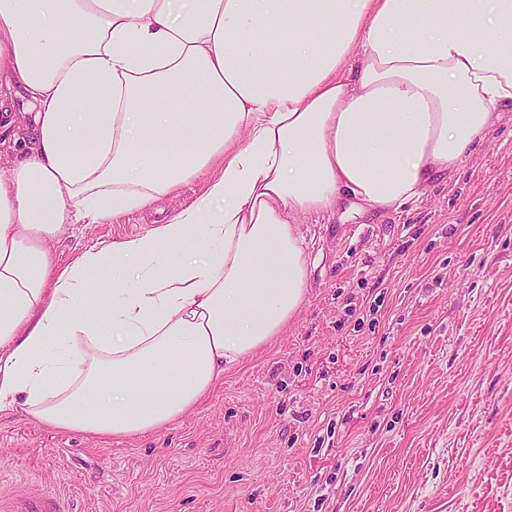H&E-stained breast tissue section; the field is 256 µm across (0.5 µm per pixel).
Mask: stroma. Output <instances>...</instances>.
Segmentation results:
<instances>
[{"instance_id": "stroma-1", "label": "stroma", "mask_w": 512, "mask_h": 512, "mask_svg": "<svg viewBox=\"0 0 512 512\" xmlns=\"http://www.w3.org/2000/svg\"><path fill=\"white\" fill-rule=\"evenodd\" d=\"M206 185L49 246L69 264ZM300 224L319 264L282 336L156 434L0 412V494L71 512H512V108L416 204Z\"/></svg>"}]
</instances>
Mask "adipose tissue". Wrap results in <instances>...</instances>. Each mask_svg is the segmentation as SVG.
<instances>
[{
  "instance_id": "obj_1",
  "label": "adipose tissue",
  "mask_w": 512,
  "mask_h": 512,
  "mask_svg": "<svg viewBox=\"0 0 512 512\" xmlns=\"http://www.w3.org/2000/svg\"><path fill=\"white\" fill-rule=\"evenodd\" d=\"M0 410L128 438L303 308L298 222L417 203L512 106V0H0ZM205 191L60 265L63 225ZM12 132H8L3 134L1 132L0 135V169L4 172H7L10 167L16 165L23 158V151L21 149V141L17 146L13 145L12 137L10 138ZM5 139L6 143L3 144L2 141Z\"/></svg>"
}]
</instances>
